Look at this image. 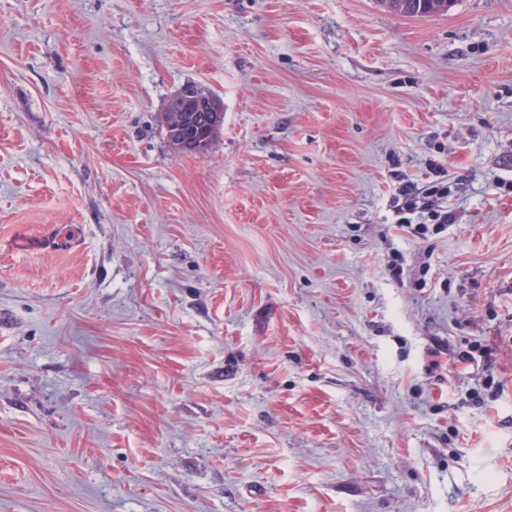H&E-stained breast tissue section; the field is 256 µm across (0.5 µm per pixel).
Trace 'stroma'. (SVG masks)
Returning a JSON list of instances; mask_svg holds the SVG:
<instances>
[{
	"label": "stroma",
	"instance_id": "35a3bbf8",
	"mask_svg": "<svg viewBox=\"0 0 512 512\" xmlns=\"http://www.w3.org/2000/svg\"><path fill=\"white\" fill-rule=\"evenodd\" d=\"M0 512H512V0H0ZM389 12L404 17L439 15L448 12L453 0H378ZM161 122L174 149L204 154L224 125V101L206 86L187 81L167 100ZM448 196L447 185H433L426 188L406 186L399 191L396 208L402 214L399 224L412 226L411 215L427 214L431 224H448V211L435 209L437 198ZM401 201V202H400Z\"/></svg>",
	"mask_w": 512,
	"mask_h": 512
}]
</instances>
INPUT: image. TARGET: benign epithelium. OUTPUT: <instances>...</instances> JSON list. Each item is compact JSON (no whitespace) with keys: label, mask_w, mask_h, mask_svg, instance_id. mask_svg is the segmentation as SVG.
I'll return each mask as SVG.
<instances>
[{"label":"benign epithelium","mask_w":512,"mask_h":512,"mask_svg":"<svg viewBox=\"0 0 512 512\" xmlns=\"http://www.w3.org/2000/svg\"><path fill=\"white\" fill-rule=\"evenodd\" d=\"M161 122L174 149L203 154L224 125V101L206 86L187 81L167 100Z\"/></svg>","instance_id":"obj_1"}]
</instances>
